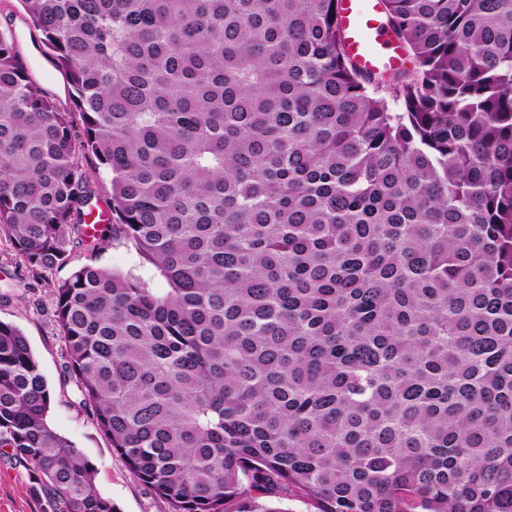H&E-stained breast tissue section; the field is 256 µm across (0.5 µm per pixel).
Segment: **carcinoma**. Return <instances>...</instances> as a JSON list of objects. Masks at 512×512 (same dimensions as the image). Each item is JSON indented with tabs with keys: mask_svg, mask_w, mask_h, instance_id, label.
<instances>
[{
	"mask_svg": "<svg viewBox=\"0 0 512 512\" xmlns=\"http://www.w3.org/2000/svg\"><path fill=\"white\" fill-rule=\"evenodd\" d=\"M0 30V240L55 287L63 380L169 512H512V0H19ZM402 103L389 109L388 99ZM109 192L108 233L86 234ZM0 320V448L48 512H114ZM4 1L6 2L4 3ZM16 25L22 26L25 31L32 36V42H24L20 44V47L17 42L19 54L21 52V56L27 63V66L33 71L41 86L55 94L63 102L68 101L67 80L64 74L58 71L48 59L49 57L43 53V49L39 48L41 35L29 26L20 3L16 0H0V29L9 27L14 30ZM38 62L43 63L46 67V71L43 75H38L33 70V67ZM339 22L348 57L364 73L397 69L402 49L383 18L381 0H340ZM95 263L110 270L138 276L148 282L153 288L166 287L163 278L159 276L154 268L143 266L140 263V258L133 248L111 246L97 256Z\"/></svg>",
	"mask_w": 512,
	"mask_h": 512,
	"instance_id": "cac0c4a2",
	"label": "carcinoma"
}]
</instances>
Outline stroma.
Returning a JSON list of instances; mask_svg holds the SVG:
<instances>
[{"label": "stroma", "mask_w": 512, "mask_h": 512, "mask_svg": "<svg viewBox=\"0 0 512 512\" xmlns=\"http://www.w3.org/2000/svg\"><path fill=\"white\" fill-rule=\"evenodd\" d=\"M97 265L130 273L152 287H164L158 272L142 265L133 248L112 246L100 253ZM59 267L42 275L25 268L6 241L0 240V320L18 326L27 337L53 393L50 419L58 433L82 448L96 466V482L116 512H168L167 504L140 482L113 453L106 437L88 416L70 404L71 386L61 371L63 341L54 321V287L71 274ZM25 467L0 452V512H45L43 498L32 489Z\"/></svg>", "instance_id": "stroma-1"}]
</instances>
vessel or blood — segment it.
<instances>
[{"label": "vessel or blood", "instance_id": "1", "mask_svg": "<svg viewBox=\"0 0 512 512\" xmlns=\"http://www.w3.org/2000/svg\"><path fill=\"white\" fill-rule=\"evenodd\" d=\"M339 22L347 54L364 73L397 69L403 54L383 18L381 0H340Z\"/></svg>", "mask_w": 512, "mask_h": 512}]
</instances>
